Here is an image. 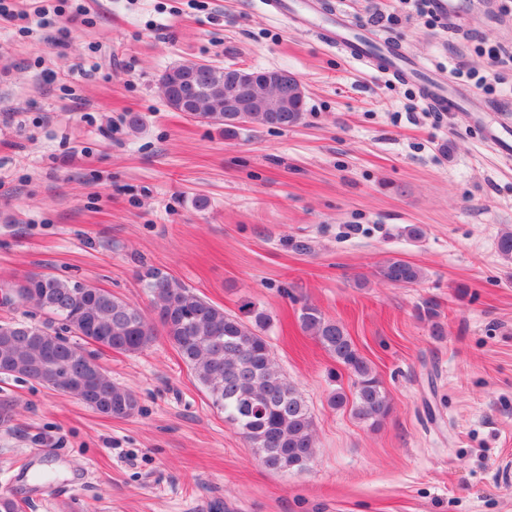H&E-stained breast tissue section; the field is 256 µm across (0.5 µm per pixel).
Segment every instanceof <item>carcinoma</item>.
Segmentation results:
<instances>
[{
  "label": "carcinoma",
  "instance_id": "cac0c4a2",
  "mask_svg": "<svg viewBox=\"0 0 512 512\" xmlns=\"http://www.w3.org/2000/svg\"><path fill=\"white\" fill-rule=\"evenodd\" d=\"M183 79L199 90L194 119L223 129L228 139L246 124L286 129L304 119L302 112L224 111V68L190 60L167 68L159 79L160 95L178 112L185 111L178 95ZM497 250L512 261V228L501 232ZM373 276L407 287L418 284L424 271L390 257L377 265ZM138 280L153 296L151 319L94 285L48 274L24 276L14 285L12 302L32 303L46 319L40 324L0 323V375L60 390L113 419L129 418L140 410L135 393L113 382L93 354L64 334L114 352L137 354L153 345L160 328L212 405L224 412V420L238 430L263 466L278 472L304 470L316 452L313 419L302 393L272 359L265 336L269 316L250 303L245 305L247 318L229 314L158 267H142ZM419 316L431 323L432 335L444 334L435 302L425 301ZM299 322L354 377L351 394L339 389L331 394V403L351 405L353 417L362 423H378L389 411L386 393L344 327L310 304L302 306Z\"/></svg>",
  "mask_w": 512,
  "mask_h": 512
}]
</instances>
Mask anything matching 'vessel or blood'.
Returning a JSON list of instances; mask_svg holds the SVG:
<instances>
[{
    "instance_id": "vessel-or-blood-1",
    "label": "vessel or blood",
    "mask_w": 512,
    "mask_h": 512,
    "mask_svg": "<svg viewBox=\"0 0 512 512\" xmlns=\"http://www.w3.org/2000/svg\"><path fill=\"white\" fill-rule=\"evenodd\" d=\"M267 10L294 27L312 31L330 49L362 66L414 86L429 111L447 115L463 108L483 111L445 72L412 60L386 37L369 38L365 28L353 24L333 0H265ZM480 140L505 163H512V117L497 115L478 126Z\"/></svg>"
}]
</instances>
